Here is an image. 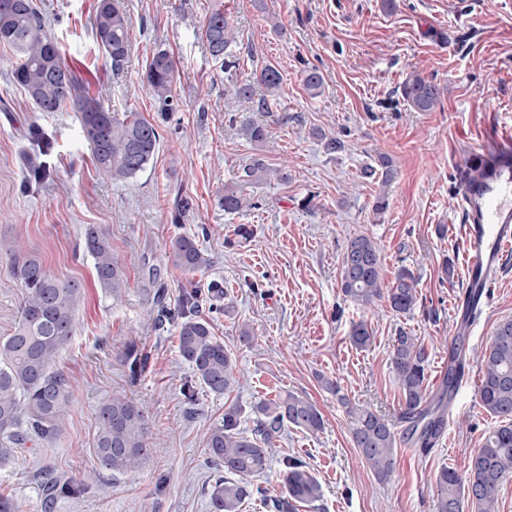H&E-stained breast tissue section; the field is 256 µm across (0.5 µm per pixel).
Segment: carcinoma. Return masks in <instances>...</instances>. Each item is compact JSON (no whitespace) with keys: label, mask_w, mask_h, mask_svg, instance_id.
<instances>
[{"label":"carcinoma","mask_w":512,"mask_h":512,"mask_svg":"<svg viewBox=\"0 0 512 512\" xmlns=\"http://www.w3.org/2000/svg\"><path fill=\"white\" fill-rule=\"evenodd\" d=\"M93 28L99 49L110 59L112 68L121 69L128 55V16L121 0H99ZM209 54L224 63V69L236 68L237 58L230 47L234 29L221 9L212 11L204 27ZM0 45L16 56L12 72L14 82L24 89L38 112H57L72 108L79 119L93 161L104 176L122 181L145 170L159 144L155 124L136 112L123 117L106 110L99 101L83 95L78 79L66 66L61 48L46 29L37 0H0ZM177 61L162 50L149 62L144 81L160 100L171 95ZM283 76L267 66L250 79H235L226 93L250 100L255 85H261L267 97L259 103L268 108V98L278 95ZM402 100L416 112H430L440 101V89L419 73H412L400 85ZM242 135L254 144L266 138L265 128L246 116L240 117ZM28 137L42 152L51 147L46 130L33 123ZM27 179L37 183L49 175L38 155L25 160ZM393 160L377 155L375 164L364 167L359 178L379 180L388 185L395 177ZM276 178L288 181V171L271 168L259 155L243 168L241 181L260 184ZM224 211L236 213L247 206L243 190H224ZM16 258L15 273L25 288L21 316L13 331L0 336V462L9 459L11 446L33 440H52L61 431L62 419L72 402L70 379L55 368L61 348L74 332L75 313L84 297V288L74 281L52 275L37 259L21 256L20 246H9ZM83 251L91 257L100 288L118 298L127 288L121 263L103 231L89 224L84 230ZM171 264L187 275L210 266V258L196 239L178 235L171 240L168 254ZM340 290L345 298L361 308H372L385 301L397 314L414 310L419 300L416 279L402 269L387 283L382 275L378 243L356 235L347 241L341 257ZM202 293L184 289L176 305L164 312L173 322L178 336L179 356L191 366L196 380L212 394L221 396L240 382L232 354L213 336L209 317L202 313ZM209 312H230L224 303V286L218 281L208 285ZM373 332L365 321L352 324L350 343L366 349ZM402 400L407 435L419 451L427 454L445 426L448 403L456 389L463 364L480 365L478 387L480 407L498 420L461 468H442L435 476L437 488L435 512H496L497 494L506 474L512 472V318L495 326L488 347L470 351L465 337L457 336L448 356V368L441 387L432 395L427 390L428 353L420 338L401 329L393 339L390 354ZM253 428H240L244 409L235 403L224 408V420L208 436L207 448L212 462L228 479L217 477L212 485V512H241L244 501L261 488L250 478L263 473L273 457L276 440L285 426L310 432L319 431L323 417L310 400L294 393L260 398L250 405ZM352 438L375 477L384 482L395 464V449L403 441L389 420L372 410L357 414ZM149 430L145 411L125 397H114L99 406L92 452L101 467L118 473L137 470L149 454ZM281 495L270 499L274 512H296L322 497L318 480L298 458L284 459Z\"/></svg>","instance_id":"carcinoma-1"}]
</instances>
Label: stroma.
Returning <instances> with one entry per match:
<instances>
[{
	"mask_svg": "<svg viewBox=\"0 0 512 512\" xmlns=\"http://www.w3.org/2000/svg\"><path fill=\"white\" fill-rule=\"evenodd\" d=\"M96 0H45L48 31L82 90L111 111L139 112L158 127L159 145L148 167L115 182L101 176L71 108L37 112L11 79L14 54L0 47V336L18 321L24 288L5 243L21 240L26 255L55 275L79 282L84 300L75 331L56 366L73 384V402L61 435L27 443L0 462V493L27 512H211L215 475L206 440L224 419V407L293 392L313 402L324 425L309 432L286 427L265 474L266 495L282 490V460L306 462L322 485L318 502L299 512H435L434 477L443 467H463L496 420L480 406L457 404L449 440L420 454L397 448L389 481L375 478L352 439L350 407L385 415L404 431L402 404L390 365L399 330L420 337L428 351L427 386L436 391L454 336L452 303L463 288L462 245L442 226L460 221L455 169L468 150L512 126V0H124L130 20L128 60L113 70L93 33ZM224 8L237 39V78L265 65L283 75L268 109L233 98L221 62L202 42L208 15ZM178 61L170 102L143 84L158 51ZM317 70L323 85L306 91L302 76ZM419 72L441 90L431 112L413 111L399 94ZM250 114L268 130L264 143L243 137L235 117ZM53 141L45 161L49 179L26 183L22 160L31 123ZM341 138L343 151L327 152L314 139ZM392 157L397 175L388 186L359 180L377 153ZM270 166L287 165L288 181L249 187L254 207L225 213L220 201L253 154ZM386 193L389 207L375 216L372 202ZM191 209L175 218L176 196ZM102 228L123 265L128 286L121 297L100 288L93 261L82 250L86 225ZM249 225L250 240L236 237ZM196 237L210 267L186 275L167 258L171 238ZM364 234L381 247L383 277L401 269L416 278L420 300L410 314L387 303L361 310L339 287L341 254L350 237ZM454 274L445 277L444 261ZM223 282L230 315L211 314L215 337L233 352L244 375L240 388L222 396L199 389L179 356L172 325L157 326L159 306H174L185 288ZM512 317V255L505 260L480 332L470 347L489 344L495 325ZM373 330L368 349L348 338L353 321ZM248 324L251 344L239 340ZM143 362L138 378L125 364L128 349ZM340 384V393L323 386ZM115 396L143 406L160 440L136 471L99 469L92 452L95 411ZM98 471L96 483L47 500V482L75 481Z\"/></svg>",
	"mask_w": 512,
	"mask_h": 512,
	"instance_id": "1",
	"label": "stroma"
}]
</instances>
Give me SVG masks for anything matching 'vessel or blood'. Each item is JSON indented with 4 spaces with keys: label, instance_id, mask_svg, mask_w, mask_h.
<instances>
[{
    "label": "vessel or blood",
    "instance_id": "b4317fda",
    "mask_svg": "<svg viewBox=\"0 0 512 512\" xmlns=\"http://www.w3.org/2000/svg\"><path fill=\"white\" fill-rule=\"evenodd\" d=\"M465 292L454 305L455 333L476 335L504 257L512 252V127L496 131L457 168Z\"/></svg>",
    "mask_w": 512,
    "mask_h": 512
}]
</instances>
